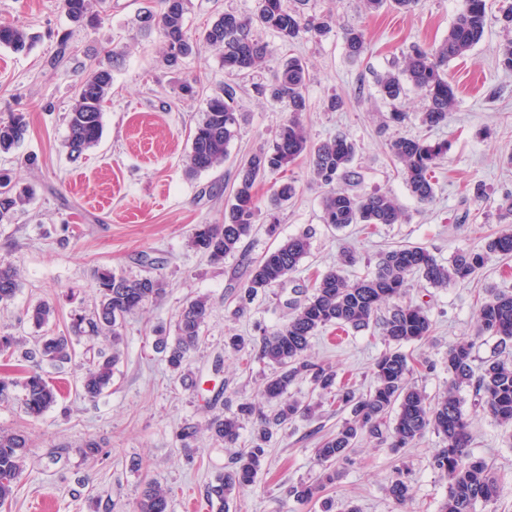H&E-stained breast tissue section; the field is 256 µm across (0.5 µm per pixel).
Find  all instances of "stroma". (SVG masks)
<instances>
[{
  "instance_id": "35a3bbf8",
  "label": "stroma",
  "mask_w": 512,
  "mask_h": 512,
  "mask_svg": "<svg viewBox=\"0 0 512 512\" xmlns=\"http://www.w3.org/2000/svg\"><path fill=\"white\" fill-rule=\"evenodd\" d=\"M155 4L106 0L99 26L76 29L61 0H0V24L24 27L35 38L26 53L0 48V118L20 112L28 122L20 147L0 155V170L34 190L26 209L12 223L0 224V257L18 268L20 280L16 297L0 305V336L32 341L38 331L26 312L43 300L57 305L50 329L65 332L71 311L92 303L98 269L149 274L165 286L158 301L127 317L112 384L96 399L77 391L85 367L76 363L47 369L61 395L42 417H28L17 400L0 404V431L28 440L15 496L0 512H132L148 481L168 490L170 512H219L204 488L229 465L230 449L205 435L184 449L176 435L184 423L203 424L212 414L235 411L242 401H260L274 370L256 357L243 362L241 354L225 348V337L257 339L281 326L295 285L316 274L336 268L352 280L365 276L381 251L399 245L423 246L445 260L481 248L490 234L512 224V70L497 58L498 48L512 41V22L505 17L512 0H488L482 40L449 62L456 104L447 122L434 128L422 124L424 96L413 88L395 106L407 112L405 123L389 122L395 107L379 94L377 79L401 65L411 44L441 43L460 0H419L409 13H369L363 0H309L306 14L332 16L331 30L287 47L276 34L257 29L269 53L240 82L239 136L223 167L193 177L184 169L193 129L228 77L218 52L203 42L179 69L161 66L158 32L144 34L134 25L137 14ZM256 7L257 0H191L186 24L196 36L216 12L249 15ZM351 27L365 33L366 48L357 57L349 55L344 39ZM65 31L72 34L74 50L63 56L59 37ZM291 54L309 71V110L302 116L308 139L319 144L345 134L356 145V177L347 190L391 195L403 205L407 220L378 225L370 235L355 224L337 229L323 223L322 190L312 180L309 158L303 157L286 174L296 195L281 208L276 234L266 233L269 218L259 213L258 231L242 251L211 264L190 247L189 236L194 225L223 222L240 159L271 142L286 120L282 107L256 88L270 83ZM92 64L111 71L112 93L99 145L74 161L63 146L64 116ZM190 80L197 83L191 98L181 91ZM333 96L341 101L334 110L328 107ZM400 135L448 144L435 170L431 203H419L409 193L388 152V141ZM30 156L35 164H27ZM301 234L309 237L310 254L299 271L236 315L248 259ZM348 253L354 263H345ZM492 285L512 289V259H492L470 280L445 288L420 282L411 287L410 298L429 313L432 333L425 344L411 343L405 350L428 360L412 381L429 396L446 390L443 359L450 346L473 335L476 302ZM202 295L209 298L212 314L190 362L196 386L186 390L174 382L154 339L157 327L169 325L185 301ZM386 348L380 323L346 335L329 327L312 337L309 358L349 377L364 393L374 385L371 369ZM219 354L224 368L218 373L212 364ZM465 414L473 455L493 465L502 482L500 499L477 506L476 512H512V438L473 407ZM344 418V412L326 404L316 417L296 420L274 434L254 484L231 502L229 512H321L320 501H298L290 489L318 476L315 449ZM89 439L100 442L97 455L82 453ZM438 445L429 432L414 447L395 453L361 437L350 461L337 464L336 484L325 496L338 510L350 502L359 512H399L388 488L402 469L413 487L411 512H438L448 487L431 464Z\"/></svg>"
}]
</instances>
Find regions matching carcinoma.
Segmentation results:
<instances>
[{
  "instance_id": "cac0c4a2",
  "label": "carcinoma",
  "mask_w": 512,
  "mask_h": 512,
  "mask_svg": "<svg viewBox=\"0 0 512 512\" xmlns=\"http://www.w3.org/2000/svg\"><path fill=\"white\" fill-rule=\"evenodd\" d=\"M419 0H365V7L378 11L391 4L402 12H411ZM103 0H62L69 21L77 28H93L101 20L97 6ZM190 0H161L157 13L148 12L142 18L147 28H155L162 39V65L174 68L192 55L196 39L188 33L185 15ZM298 6L288 7L284 0H258L253 16L218 12L203 32V40L221 52L224 73L245 76L258 68L267 56V45L254 37L255 27L276 33L293 44L304 34L321 35L331 28L332 19L307 18ZM486 0H461L447 37L437 46L414 43L403 53V67L388 72L378 81L379 92L391 103L397 102L408 85L424 93L422 122L438 126L448 119L456 102L455 90L448 82V62L470 51L482 38L487 24ZM349 52L360 55L365 49L363 32L350 28L344 33ZM33 37L25 29L0 25V46L14 52L30 49ZM308 71L301 59L290 57L277 71L273 82L258 87L262 95L280 103L288 119L280 126L274 140L240 162L234 186L233 202L224 208L221 224H197L190 236L191 247L212 263H220L239 251L244 240L256 231L258 199L256 183L282 174L301 156L311 157L315 180L325 188L322 200L323 223L336 228L351 224L370 231L379 224H401L406 219L403 206L392 196L380 193L355 195L336 188L341 180L355 177L352 163L356 146L346 136L338 134L317 146L309 144L300 120L308 111L306 87ZM112 89L109 71L92 68L74 94L66 114L68 134L65 147L69 157L79 159L95 148L103 135V104ZM236 88L226 83L224 91L213 95L195 125L191 148L186 159V174L194 176L224 164L229 146L240 129V114L235 99ZM28 123L22 113L0 118V153L14 151L25 140ZM388 149L401 165V175L410 194L422 203L434 195L436 161L447 151L444 143L398 136L388 143ZM296 194L293 181L279 183L270 196V205L281 208ZM32 198L29 188L13 182L6 172L0 173V224L11 223L14 216ZM310 253L306 234L290 237L266 251L248 265L240 288L237 313L268 289L281 285L299 270L300 263ZM512 256V229L490 236L479 250L460 251L448 262L439 260L427 248L403 245L381 254L375 269L365 277L351 281L338 270H328L314 280L311 291L299 290L301 298L289 301L293 310L288 322L270 333H264L257 344L258 358L275 365V371L264 386L263 397L275 404L268 414L246 401L229 415H214L206 429L210 437L234 449L232 466L219 474L205 488L206 499L217 502L219 509L244 493L252 485L267 455L273 430L297 418H311L321 403L303 404L288 395L289 388L307 379L313 388L329 394L332 403L350 412L336 434L325 438L316 449L321 467L318 477L301 483L291 490L300 501L309 502L336 482V465L350 459L359 437L368 434L389 443L397 451L409 448L425 433L436 434L440 448L432 457L433 467L448 477V492L439 512H474L479 503L499 500L502 486L492 467L468 452L471 441L465 420L466 399L462 390L469 389L471 405L488 414L495 423L512 429V292L492 289L489 297L475 309L476 333L448 349L444 359L448 372V390L435 400L411 385L410 376L424 362L402 351L405 344L429 339L432 323L426 309L411 300L402 302L409 280L418 277L435 288L469 280L477 270L494 257ZM20 288L17 268L0 259V304L12 301ZM95 298L91 307H80L70 314L66 334L39 336L21 357L31 369L20 378H0V401L21 400L25 413L42 416L57 403L59 389L42 373V366L62 369L71 364L76 353L73 339L83 336H108L111 346L93 351L81 378L83 396L95 399L112 384L119 360V346L125 318L157 301L164 288L150 275L129 276L108 269L95 272ZM393 304L389 317L382 320V334L388 349L373 367L375 386L367 393H358L349 385L336 386V373L309 362L306 352L316 333L331 325L356 331L369 327L381 308ZM54 305L42 301L29 307L28 320L36 328L46 326L54 317ZM211 312L208 297L186 301L175 322V336L157 331L155 348L177 380L184 386L192 381L187 370L190 355L202 342V328ZM490 335L499 339L504 357L485 360L479 368L473 366V349L477 338ZM255 418L254 433L247 448H237L242 421ZM27 440L19 433L0 432V507L14 496L27 455ZM389 494L400 507L412 501L409 481L398 474L389 487ZM168 494L158 485L147 482L136 501L134 512H168Z\"/></svg>"
}]
</instances>
